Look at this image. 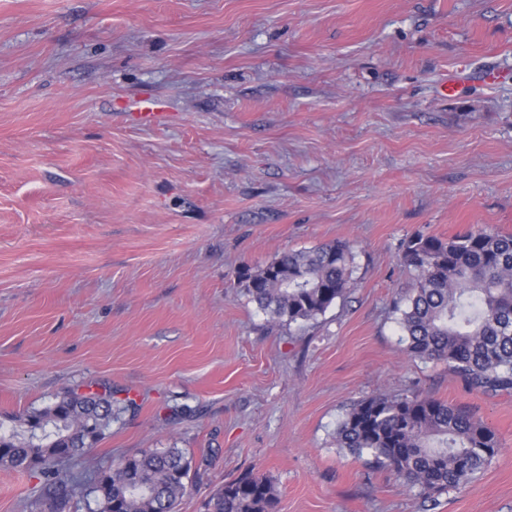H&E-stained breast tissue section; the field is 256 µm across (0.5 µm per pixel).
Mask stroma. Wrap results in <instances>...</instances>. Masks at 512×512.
<instances>
[{"instance_id":"1","label":"stroma","mask_w":512,"mask_h":512,"mask_svg":"<svg viewBox=\"0 0 512 512\" xmlns=\"http://www.w3.org/2000/svg\"><path fill=\"white\" fill-rule=\"evenodd\" d=\"M484 225L512 234V0H0V420L134 399L89 456L182 449L178 512L248 472L277 512H512V394L409 360L393 310L402 240ZM334 241L345 296L270 326L239 271ZM416 389L501 446L432 507L336 445ZM40 488L0 470V512Z\"/></svg>"}]
</instances>
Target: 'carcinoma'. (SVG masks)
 I'll return each instance as SVG.
<instances>
[{
  "label": "carcinoma",
  "instance_id": "obj_1",
  "mask_svg": "<svg viewBox=\"0 0 512 512\" xmlns=\"http://www.w3.org/2000/svg\"><path fill=\"white\" fill-rule=\"evenodd\" d=\"M412 272L398 324L411 360L444 363L471 389L512 392V235L484 226L447 239L416 233L401 243ZM351 247L332 242L289 251L265 266L238 272L269 323L299 328L325 314L351 286ZM133 402L112 394L67 392L43 408L15 415L0 431V468H34L49 512L92 497L98 512H177L190 462L164 448L122 457L90 473L77 470L92 447ZM341 448L415 489L425 502L467 484L500 451L495 432L463 406L424 392L372 395L346 412L336 428ZM267 478L246 474L221 486L207 512H276Z\"/></svg>",
  "mask_w": 512,
  "mask_h": 512
}]
</instances>
